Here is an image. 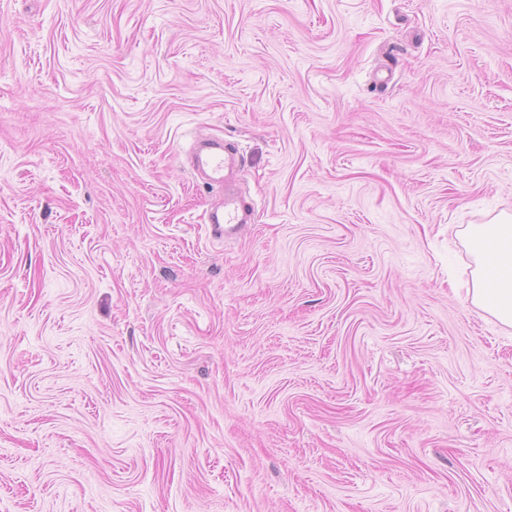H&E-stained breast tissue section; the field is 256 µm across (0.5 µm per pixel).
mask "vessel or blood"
Instances as JSON below:
<instances>
[{"instance_id": "1", "label": "vessel or blood", "mask_w": 512, "mask_h": 512, "mask_svg": "<svg viewBox=\"0 0 512 512\" xmlns=\"http://www.w3.org/2000/svg\"><path fill=\"white\" fill-rule=\"evenodd\" d=\"M242 155L216 137L195 141L191 156V173L196 181L208 186H220L224 194L205 211L206 222L218 238H230L248 224L254 223L255 213L234 189L236 171L243 165Z\"/></svg>"}]
</instances>
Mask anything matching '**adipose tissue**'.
Segmentation results:
<instances>
[{
  "label": "adipose tissue",
  "mask_w": 512,
  "mask_h": 512,
  "mask_svg": "<svg viewBox=\"0 0 512 512\" xmlns=\"http://www.w3.org/2000/svg\"><path fill=\"white\" fill-rule=\"evenodd\" d=\"M477 259L468 301L512 327V215L475 224L468 234Z\"/></svg>",
  "instance_id": "adipose-tissue-1"
}]
</instances>
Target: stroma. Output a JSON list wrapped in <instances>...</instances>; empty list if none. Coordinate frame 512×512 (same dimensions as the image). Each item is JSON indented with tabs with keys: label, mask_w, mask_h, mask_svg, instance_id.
Instances as JSON below:
<instances>
[{
	"label": "stroma",
	"mask_w": 512,
	"mask_h": 512,
	"mask_svg": "<svg viewBox=\"0 0 512 512\" xmlns=\"http://www.w3.org/2000/svg\"><path fill=\"white\" fill-rule=\"evenodd\" d=\"M504 213L512 0H0V512H512ZM243 163V156L237 150L216 137L199 138L192 148L194 179L204 185L225 187L224 195L205 211L206 224L215 237H233L247 224L255 222L254 209L246 205L233 188L234 175ZM468 237L477 267L473 286L467 290V300L501 324L512 327V215L472 225ZM486 256L492 258L491 276Z\"/></svg>",
	"instance_id": "1"
}]
</instances>
